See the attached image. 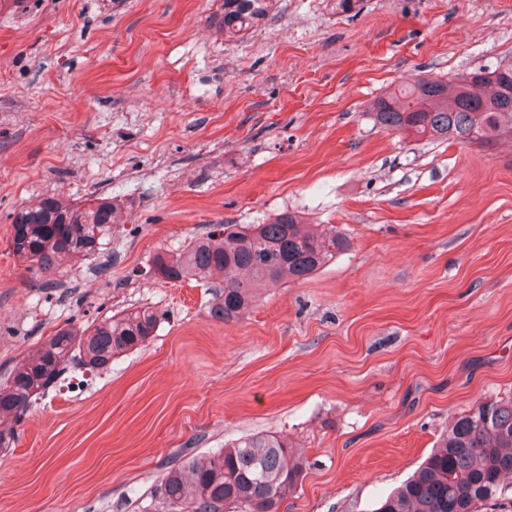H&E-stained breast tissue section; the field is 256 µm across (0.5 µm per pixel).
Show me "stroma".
<instances>
[{
    "label": "stroma",
    "mask_w": 512,
    "mask_h": 512,
    "mask_svg": "<svg viewBox=\"0 0 512 512\" xmlns=\"http://www.w3.org/2000/svg\"><path fill=\"white\" fill-rule=\"evenodd\" d=\"M278 0L225 40L221 0H25L0 11V374L40 338L148 306L145 346L68 367L0 449V512H156L173 461L274 433L306 463L279 512H373L458 415L512 396V141L374 125L393 84L512 64V0ZM131 212L102 254L34 282L13 213ZM349 250L213 320L154 256L284 210Z\"/></svg>",
    "instance_id": "1"
}]
</instances>
